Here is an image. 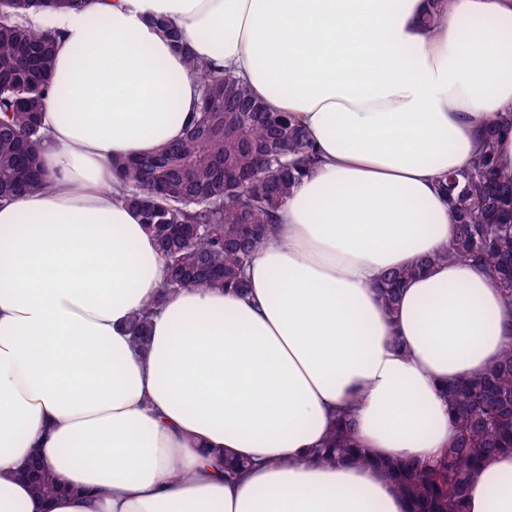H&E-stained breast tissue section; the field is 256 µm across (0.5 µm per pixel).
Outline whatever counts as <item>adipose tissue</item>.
<instances>
[{
    "label": "adipose tissue",
    "instance_id": "ef3b65f1",
    "mask_svg": "<svg viewBox=\"0 0 512 512\" xmlns=\"http://www.w3.org/2000/svg\"><path fill=\"white\" fill-rule=\"evenodd\" d=\"M87 0L50 26L40 114L48 190L0 205V512H406L373 465L315 460L339 407L380 460L436 459L455 427L442 388L512 345V303L469 261L383 274L444 249L436 178L512 112V0ZM192 54L237 71L319 156L246 271L248 294L185 288L112 160L182 137ZM145 346L129 330L154 299ZM225 455L254 460L224 477ZM78 495L44 501L31 454ZM467 512H512V455Z\"/></svg>",
    "mask_w": 512,
    "mask_h": 512
}]
</instances>
